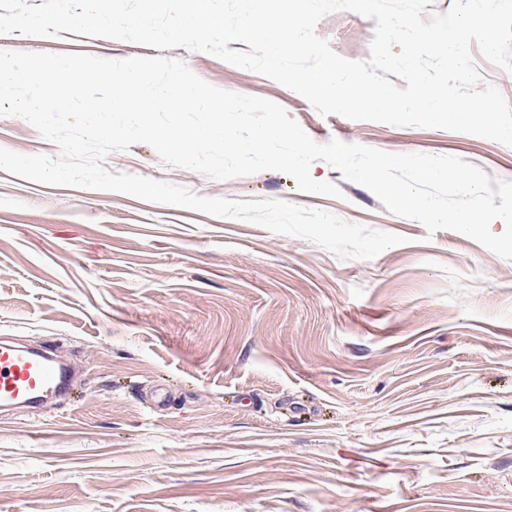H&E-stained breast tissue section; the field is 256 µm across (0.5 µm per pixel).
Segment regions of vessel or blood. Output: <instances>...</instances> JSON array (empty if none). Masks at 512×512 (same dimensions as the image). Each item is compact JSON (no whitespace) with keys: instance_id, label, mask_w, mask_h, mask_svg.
<instances>
[{"instance_id":"vessel-or-blood-1","label":"vessel or blood","mask_w":512,"mask_h":512,"mask_svg":"<svg viewBox=\"0 0 512 512\" xmlns=\"http://www.w3.org/2000/svg\"><path fill=\"white\" fill-rule=\"evenodd\" d=\"M68 383L66 368L48 353L0 343V408L39 404L46 393L63 391Z\"/></svg>"}]
</instances>
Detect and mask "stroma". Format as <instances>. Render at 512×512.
I'll return each instance as SVG.
<instances>
[{"label":"stroma","instance_id":"35a3bbf8","mask_svg":"<svg viewBox=\"0 0 512 512\" xmlns=\"http://www.w3.org/2000/svg\"><path fill=\"white\" fill-rule=\"evenodd\" d=\"M375 20L317 33L370 56ZM0 50L164 56L281 105L316 143L455 155L512 181V147L323 116L250 70L182 47L62 32ZM0 148L58 156L0 116ZM105 167L197 194L279 199L406 236L341 260L301 238L113 191L0 170V336L57 347L73 390L0 416V512H512V260L393 215L324 162L215 180L138 143Z\"/></svg>","mask_w":512,"mask_h":512}]
</instances>
